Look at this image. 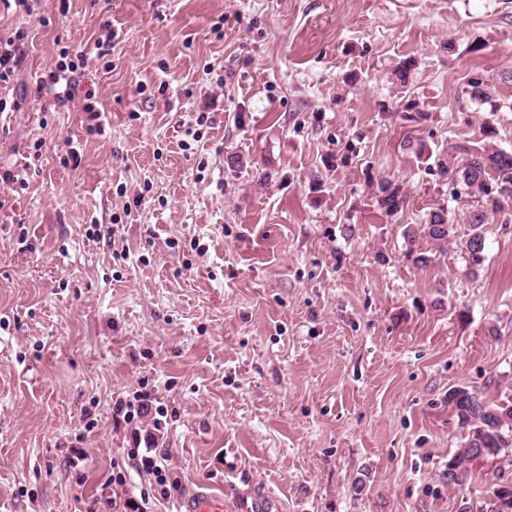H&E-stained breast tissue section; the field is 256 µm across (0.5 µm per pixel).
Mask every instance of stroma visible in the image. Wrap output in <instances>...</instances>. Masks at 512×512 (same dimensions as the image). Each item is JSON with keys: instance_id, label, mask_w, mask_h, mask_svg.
<instances>
[{"instance_id": "stroma-1", "label": "stroma", "mask_w": 512, "mask_h": 512, "mask_svg": "<svg viewBox=\"0 0 512 512\" xmlns=\"http://www.w3.org/2000/svg\"><path fill=\"white\" fill-rule=\"evenodd\" d=\"M102 16L91 0L0 14V34L28 33L0 115V169L28 180L0 211V512L143 493L174 512L204 485L225 512L263 491L284 512H478L512 448L449 483L465 432L448 393L512 394V206L484 225L478 273L454 244L414 266L409 247L432 245L407 230L441 205L466 232L475 203L404 141L436 153L490 123L512 151V0H111L119 38L85 77L97 136L34 91L56 45L92 53ZM370 174L402 185L398 214ZM137 397L161 424L165 500L112 413ZM82 103V112H85L87 115V121H95L94 124H87V131L89 134H96L102 136L105 134V128L103 127L100 118L101 113L97 104L99 102L96 100L95 92L91 89L85 91Z\"/></svg>"}]
</instances>
